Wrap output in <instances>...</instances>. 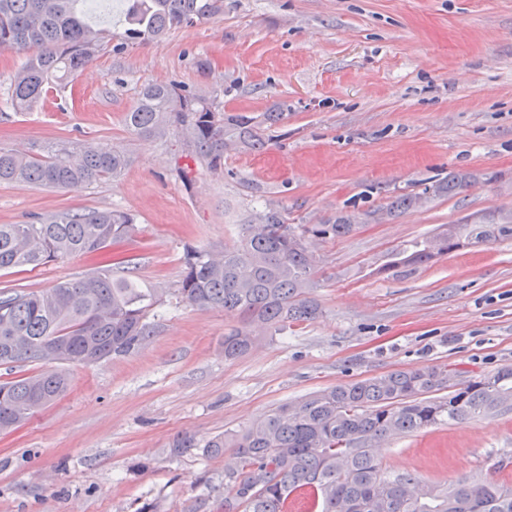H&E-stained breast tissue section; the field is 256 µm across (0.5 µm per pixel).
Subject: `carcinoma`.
<instances>
[{"mask_svg": "<svg viewBox=\"0 0 512 512\" xmlns=\"http://www.w3.org/2000/svg\"><path fill=\"white\" fill-rule=\"evenodd\" d=\"M85 0H0V50L37 46L11 79L20 112L39 103L51 82L64 84L97 52L102 32L85 20ZM224 12V0H126L124 41L159 39L184 25L201 24ZM288 117L282 104L263 120L219 110L209 99L175 84H150L127 113V126L142 136H162L174 127L191 154L216 170L232 145L262 151V125ZM127 156L108 145L61 147L47 154L0 148V183L65 189L116 176ZM470 173L424 188L452 195L470 183ZM356 228L351 216L296 229L281 210L253 209L241 224L242 239L212 254L184 248L183 274L174 295L201 310L238 314L243 322L224 335V358L249 351L251 327L275 332L314 319L320 311L310 241L340 238ZM136 233L134 216L107 209L64 211L30 224H0V271L32 270L72 256H95ZM512 240V210L471 214L437 234L415 240L386 265L390 271L417 266L460 248ZM161 304L154 288H141L110 267L55 283L41 292L0 290V365L57 364V368L0 382V432L21 426L68 390L60 369L124 356L154 334L151 311ZM451 392L436 397L444 388ZM512 409V367L450 382L447 367L395 370L316 391L284 404L240 431L218 434L201 445L181 434L172 452L203 447L224 463V512H291L289 498L306 512H512V486L477 477L445 485L406 473L390 475L374 452L382 441L446 422Z\"/></svg>", "mask_w": 512, "mask_h": 512, "instance_id": "1", "label": "carcinoma"}]
</instances>
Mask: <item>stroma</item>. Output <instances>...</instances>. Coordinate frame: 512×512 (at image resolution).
Listing matches in <instances>:
<instances>
[{
	"label": "stroma",
	"instance_id": "stroma-1",
	"mask_svg": "<svg viewBox=\"0 0 512 512\" xmlns=\"http://www.w3.org/2000/svg\"><path fill=\"white\" fill-rule=\"evenodd\" d=\"M87 17L110 38L29 111H16L9 94L26 55L0 50V148L102 143L128 165L67 189L0 184V224L128 211L138 232L111 252L114 273L168 289L182 276L184 245H238L246 213L268 204L295 227L343 213L357 229L312 244L321 314L261 332L240 358L224 357L238 316L171 295L146 344L67 366V393L0 433V512H187L200 499L220 512L223 459L172 455L176 435L205 441L311 392L394 370L445 365L465 380L512 366V241L385 269L443 225L512 209V0H224L206 23L120 50L122 0ZM200 57L210 62L203 72ZM150 83L255 117L283 102L288 118L269 127L267 149H229L212 170L176 133L127 128ZM464 171L476 178L458 194L387 215L395 196ZM97 265L78 257L0 272V289L38 292ZM377 454L391 473L430 483L479 475L511 485L512 411L397 436Z\"/></svg>",
	"mask_w": 512,
	"mask_h": 512
}]
</instances>
